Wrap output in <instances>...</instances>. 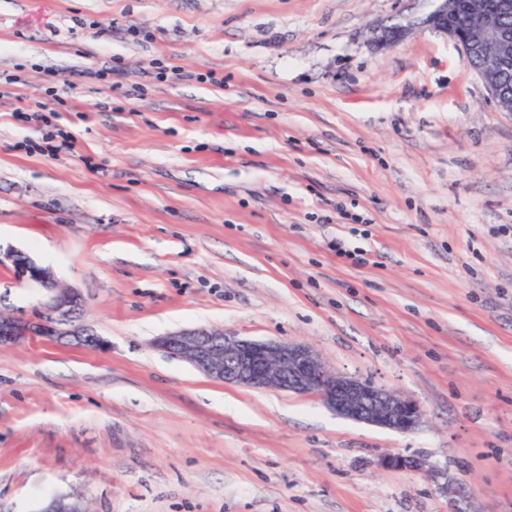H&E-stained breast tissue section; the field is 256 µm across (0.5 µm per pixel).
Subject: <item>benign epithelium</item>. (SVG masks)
Listing matches in <instances>:
<instances>
[{
  "instance_id": "obj_1",
  "label": "benign epithelium",
  "mask_w": 512,
  "mask_h": 512,
  "mask_svg": "<svg viewBox=\"0 0 512 512\" xmlns=\"http://www.w3.org/2000/svg\"><path fill=\"white\" fill-rule=\"evenodd\" d=\"M462 7L478 21L479 35L464 37L448 25V17ZM511 10L512 0H501L496 13L488 11L483 0H432L429 12L408 26L383 29L376 44L393 46L418 28L441 33L467 58L485 57L483 65L476 69L477 76L493 103L512 112V92L501 82L502 74L512 70V27L501 24L498 17V13ZM7 259L19 280L40 285L48 295L33 319L0 315V347L19 344L32 336L67 339L86 348L102 345L94 334L76 324L82 309L79 293L58 287L51 269L24 252L14 251ZM157 345L226 384L315 394L336 415L348 420L401 433L415 430L422 422L423 412L414 401L383 386L329 369L306 344L253 340L222 329L197 328L164 336ZM380 464L427 473L438 490L448 496L452 512H464L461 504L468 499L466 487L448 477V472L428 469L420 458L401 453L383 455Z\"/></svg>"
}]
</instances>
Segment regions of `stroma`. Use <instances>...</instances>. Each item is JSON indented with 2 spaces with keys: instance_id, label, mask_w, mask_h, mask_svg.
<instances>
[{
  "instance_id": "1",
  "label": "stroma",
  "mask_w": 512,
  "mask_h": 512,
  "mask_svg": "<svg viewBox=\"0 0 512 512\" xmlns=\"http://www.w3.org/2000/svg\"><path fill=\"white\" fill-rule=\"evenodd\" d=\"M430 8L0 0V73L19 79L0 97V252L78 291L103 342L0 348V512H450L388 453L447 467L470 512H512V112L440 33L377 47ZM108 66L121 89L92 78ZM174 66L185 79L157 80ZM210 71L223 85L196 81ZM42 104L70 151L24 149ZM42 299L0 266V313ZM199 327L308 344L423 422L344 419L157 345Z\"/></svg>"
}]
</instances>
